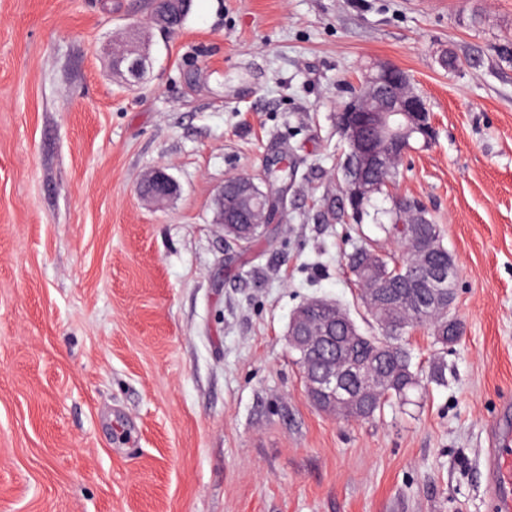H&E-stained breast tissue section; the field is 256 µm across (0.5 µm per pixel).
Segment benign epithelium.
<instances>
[{
    "label": "benign epithelium",
    "instance_id": "7a95c632",
    "mask_svg": "<svg viewBox=\"0 0 512 512\" xmlns=\"http://www.w3.org/2000/svg\"><path fill=\"white\" fill-rule=\"evenodd\" d=\"M162 6L150 15V22L162 31L176 26L181 19L179 5L182 0H160ZM122 65L118 67L123 80L131 85L152 65L148 50L134 45L120 53ZM336 125L346 144L341 163L343 196L341 208H350L360 217L358 204L372 197L379 189L376 172L380 165L395 163L412 150L411 141L419 139L427 145L433 138L426 103L411 87L409 76L391 64H381L370 73L350 98L339 106ZM150 190L143 195L149 203L161 207L178 191L176 181L164 170L157 168L147 176ZM277 209L266 197H261L259 208L252 220L242 216L241 222L266 226L276 219ZM403 253L415 259L417 268L428 283L441 278L433 269L428 256L412 247L409 240L399 239ZM392 284L372 283L362 289L363 303L376 310L387 299L383 289ZM311 304L331 312L325 328L309 321L302 309L292 314L288 325L289 347L298 350L308 361L324 360L323 369L304 373L308 397L322 411L342 419L351 416V409L373 393L375 385L386 379L380 369L367 365L354 356L336 353V324L345 323L342 314H336V302L315 299Z\"/></svg>",
    "mask_w": 512,
    "mask_h": 512
}]
</instances>
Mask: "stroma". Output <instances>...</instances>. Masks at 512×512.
Wrapping results in <instances>:
<instances>
[{
	"mask_svg": "<svg viewBox=\"0 0 512 512\" xmlns=\"http://www.w3.org/2000/svg\"><path fill=\"white\" fill-rule=\"evenodd\" d=\"M148 0H0V512H495L490 433L512 428V0H193L108 72ZM452 55L458 69L442 67ZM406 71L434 136L398 166L457 267L459 342L410 347L421 390L375 418L308 399L294 310L356 299L327 224L336 111L370 67ZM284 158L293 178L268 176ZM161 167L163 208L140 198ZM258 176L279 211L228 249L216 197ZM120 56L122 65L117 68L114 60L111 62V67L121 71L123 80L129 85L138 82L139 76L151 68L152 60L149 51L137 45L122 51Z\"/></svg>",
	"mask_w": 512,
	"mask_h": 512,
	"instance_id": "obj_1",
	"label": "stroma"
}]
</instances>
